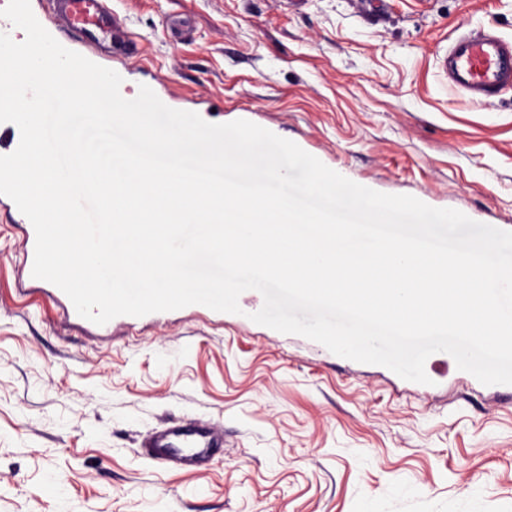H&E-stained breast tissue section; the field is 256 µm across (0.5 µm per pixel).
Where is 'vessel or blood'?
I'll return each mask as SVG.
<instances>
[{"label":"vessel or blood","instance_id":"b4317fda","mask_svg":"<svg viewBox=\"0 0 512 512\" xmlns=\"http://www.w3.org/2000/svg\"><path fill=\"white\" fill-rule=\"evenodd\" d=\"M112 0H48L49 9L37 13L40 24L56 39L76 38L85 56L101 62V49L113 60L136 52L137 46L111 7ZM444 69L453 84L482 102L512 87V41L488 30L464 31L450 44ZM224 444L221 421L208 418L168 424L149 432L142 441L144 456L176 469L195 468L199 459Z\"/></svg>","mask_w":512,"mask_h":512}]
</instances>
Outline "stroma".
I'll use <instances>...</instances> for the list:
<instances>
[{
    "mask_svg": "<svg viewBox=\"0 0 512 512\" xmlns=\"http://www.w3.org/2000/svg\"><path fill=\"white\" fill-rule=\"evenodd\" d=\"M128 88L241 113L357 184L512 232V88L451 87L455 36L512 39V0H112ZM0 203V512H512V392L432 388L205 308L65 321ZM222 420L197 470L149 462L166 422Z\"/></svg>",
    "mask_w": 512,
    "mask_h": 512,
    "instance_id": "obj_1",
    "label": "stroma"
}]
</instances>
